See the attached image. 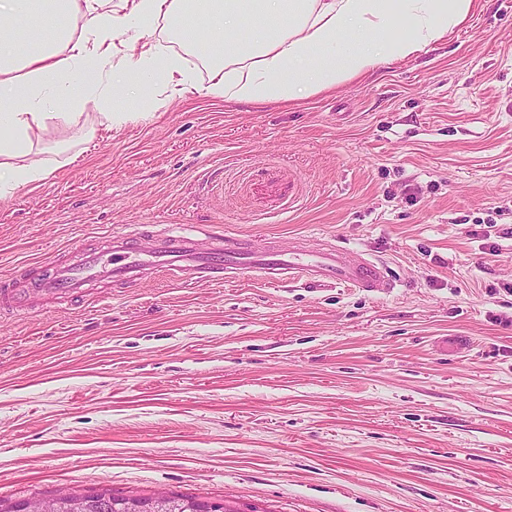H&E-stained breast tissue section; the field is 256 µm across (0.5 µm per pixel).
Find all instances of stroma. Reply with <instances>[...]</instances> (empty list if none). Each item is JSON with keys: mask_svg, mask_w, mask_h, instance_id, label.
<instances>
[{"mask_svg": "<svg viewBox=\"0 0 512 512\" xmlns=\"http://www.w3.org/2000/svg\"><path fill=\"white\" fill-rule=\"evenodd\" d=\"M88 105L0 198V284L105 232L342 246L394 286L156 274L0 315V499L167 491L239 512H512V0L286 104Z\"/></svg>", "mask_w": 512, "mask_h": 512, "instance_id": "obj_1", "label": "stroma"}]
</instances>
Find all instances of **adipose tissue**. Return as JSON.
I'll list each match as a JSON object with an SVG mask.
<instances>
[{"instance_id": "ef3b65f1", "label": "adipose tissue", "mask_w": 512, "mask_h": 512, "mask_svg": "<svg viewBox=\"0 0 512 512\" xmlns=\"http://www.w3.org/2000/svg\"><path fill=\"white\" fill-rule=\"evenodd\" d=\"M0 0V198L49 173L34 155L47 132L48 96L77 109L100 83L180 94L189 81L178 56L146 34L157 22L188 45L207 33L233 52L212 59L225 100L263 104L331 90L382 60H403L443 39L473 0ZM126 48L115 59L118 48ZM82 95H74V84Z\"/></svg>"}]
</instances>
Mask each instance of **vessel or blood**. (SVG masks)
I'll return each instance as SVG.
<instances>
[{
	"label": "vessel or blood",
	"instance_id": "obj_1",
	"mask_svg": "<svg viewBox=\"0 0 512 512\" xmlns=\"http://www.w3.org/2000/svg\"><path fill=\"white\" fill-rule=\"evenodd\" d=\"M107 239V250L83 247L76 263L58 254L48 274L0 286V309L24 306L34 297L59 304L82 294L97 279L127 288L158 271L183 284L221 282L250 272L273 283L345 284L368 292L388 285L377 263L353 259L333 244L317 250H261L227 236L212 234L204 240L196 229L156 235L147 247L127 233L111 232Z\"/></svg>",
	"mask_w": 512,
	"mask_h": 512
}]
</instances>
